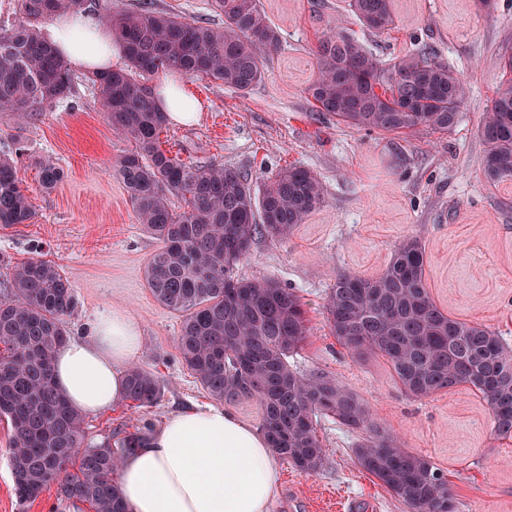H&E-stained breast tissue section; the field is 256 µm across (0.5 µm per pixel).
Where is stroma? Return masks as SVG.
Returning <instances> with one entry per match:
<instances>
[{
    "label": "stroma",
    "instance_id": "35a3bbf8",
    "mask_svg": "<svg viewBox=\"0 0 512 512\" xmlns=\"http://www.w3.org/2000/svg\"><path fill=\"white\" fill-rule=\"evenodd\" d=\"M156 10L220 27L211 0H152ZM343 0H260L280 33L265 76L248 92L211 78L185 80L201 118L168 125L167 149L185 161L239 169L261 185L285 167L310 169L325 198L306 223L282 239L257 237L238 273L293 288L306 310L309 337L289 363L326 373L368 408L374 425L408 452L428 457L448 477L458 512H512V440L496 438L492 415L477 394L458 386L426 399L408 395L385 358H352L331 335L324 305L336 275L381 274L400 240L419 237L426 252L428 291L458 319L484 324L512 346V180L483 176L478 135L504 75L501 54L512 51V0L490 10L476 0H392L396 26L373 33L342 8ZM340 25L383 61L431 49L454 67L467 90L451 130L421 128L405 136L366 132L311 110L319 38ZM23 146L20 177L35 208L27 224L0 225V255L20 263L39 256L68 278L75 308L65 316L69 336L86 337L102 316L121 311L137 323L143 346L133 358L157 377L163 396L154 406L124 400L83 416L85 444L117 441L143 426L211 398L182 363L180 319L163 308L145 282L158 242L138 224L112 168L130 142L112 131L96 90L75 76L68 101L26 117L0 114V154ZM53 159L65 172L42 190L37 163ZM326 450L312 473L278 463L279 495L272 512H408L354 457L360 433L322 419ZM10 429L0 420V512H91L59 505L55 488L30 503L14 494Z\"/></svg>",
    "mask_w": 512,
    "mask_h": 512
}]
</instances>
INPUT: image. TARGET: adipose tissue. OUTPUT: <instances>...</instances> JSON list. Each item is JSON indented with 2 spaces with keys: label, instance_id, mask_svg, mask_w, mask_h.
<instances>
[{
  "label": "adipose tissue",
  "instance_id": "1",
  "mask_svg": "<svg viewBox=\"0 0 512 512\" xmlns=\"http://www.w3.org/2000/svg\"><path fill=\"white\" fill-rule=\"evenodd\" d=\"M45 31L77 71H109L125 55L111 29L90 14H58ZM155 100L175 124L200 119L174 79L161 80ZM142 345L129 316L102 317L89 338L68 341L57 353L55 382L74 408L98 411L122 400L126 366ZM120 471L128 512H271L278 495L277 456L265 435L211 405L172 416L123 458Z\"/></svg>",
  "mask_w": 512,
  "mask_h": 512
}]
</instances>
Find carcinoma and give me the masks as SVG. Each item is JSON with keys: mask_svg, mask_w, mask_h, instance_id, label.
<instances>
[{"mask_svg": "<svg viewBox=\"0 0 512 512\" xmlns=\"http://www.w3.org/2000/svg\"><path fill=\"white\" fill-rule=\"evenodd\" d=\"M19 17L0 20V114L37 116L66 101L74 76L41 37L39 25L64 12H86L91 0H18ZM224 28L161 14L150 4L106 10L102 20L126 50L128 67L91 74L112 129L134 144L117 161L140 224L159 241L145 280L156 301L181 317L177 347L182 362L220 403L255 399L271 448L296 469L318 470L325 448L323 418L365 433L355 445L358 465L403 501L410 512H457L446 474L423 456L401 448L377 428L368 409L336 380L300 374L288 358L303 347L309 328L300 297L270 279L247 280L238 264L255 235L284 238L324 201L313 171L291 166L259 188L235 168L187 164L161 149L167 125L148 80L177 72L211 77L240 92L265 73V56L280 43L260 0H212ZM346 11L365 29L395 28L390 0H346ZM317 76L308 88L314 111L368 132L407 134L418 128L445 132L456 125L466 89L450 65L418 50L393 65L369 52L343 28L316 50ZM501 82L483 117L487 182L512 177V54H502ZM64 176L50 159L39 163L41 187ZM35 216L18 175V160L0 157V224H27ZM0 293V418L11 425L10 467L17 498L36 500L57 472L60 498L93 512H127L113 475L146 433H131L119 447L83 445L82 414L55 386L52 363L67 342L62 317L73 289L54 263L30 258L12 263ZM331 334L355 358L376 354L415 397L465 385L492 414L500 439H512V348L480 323L461 321L431 299L425 248L417 237L400 241L375 278L341 272L325 305ZM158 380L137 366L126 370L124 398L156 404Z\"/></svg>", "mask_w": 512, "mask_h": 512, "instance_id": "1", "label": "carcinoma"}]
</instances>
